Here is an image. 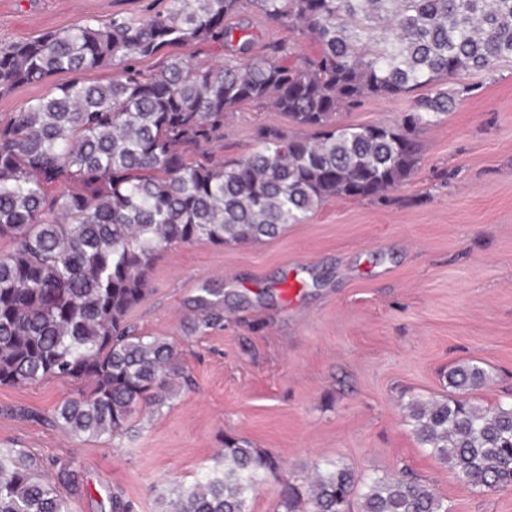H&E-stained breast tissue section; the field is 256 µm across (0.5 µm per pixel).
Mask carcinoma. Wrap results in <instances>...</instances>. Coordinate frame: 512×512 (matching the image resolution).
<instances>
[{
    "mask_svg": "<svg viewBox=\"0 0 512 512\" xmlns=\"http://www.w3.org/2000/svg\"><path fill=\"white\" fill-rule=\"evenodd\" d=\"M245 13L318 45L282 62L253 51ZM211 44L208 65L175 56L145 75L129 63ZM512 60V0H170L141 17L116 14L0 48V93L53 84L0 121V385H81L49 421L73 439L121 440L178 392L175 345L129 322L169 248L246 244L278 235L334 199L379 198L416 169L420 133L453 105L441 88L462 71ZM112 69L103 80L85 75ZM429 89L399 122L336 119L366 97ZM271 102L303 134L256 129L261 149L216 161L226 116ZM192 329L222 319L224 292L204 289ZM487 371L451 368V394L413 398L405 420L421 447L475 489L512 486V404L470 394ZM280 462L234 437L224 470L160 495L159 512H248ZM449 512L420 479L360 477L325 459L307 482H283L278 512ZM0 512H70L42 463L0 450Z\"/></svg>",
    "mask_w": 512,
    "mask_h": 512,
    "instance_id": "carcinoma-1",
    "label": "carcinoma"
}]
</instances>
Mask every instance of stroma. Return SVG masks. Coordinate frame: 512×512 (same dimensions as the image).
<instances>
[{"mask_svg":"<svg viewBox=\"0 0 512 512\" xmlns=\"http://www.w3.org/2000/svg\"><path fill=\"white\" fill-rule=\"evenodd\" d=\"M168 5L0 0V44ZM445 87L452 109L422 133L416 170L385 199H335L272 238L163 254L130 320L177 345L188 383L133 436L65 435L46 416L78 387L52 379L0 385V449L42 459L72 512H110L113 495L156 512L160 493L223 469L228 435L279 458L295 481L337 459L364 476L414 473L450 512H512V487L465 486L405 422L407 403L442 394L464 362L490 376L476 402L512 400V61ZM413 100L368 98L339 119L393 123ZM261 125L293 130L271 106H243L216 158L258 151ZM205 286L223 289L224 319L193 331Z\"/></svg>","mask_w":512,"mask_h":512,"instance_id":"35a3bbf8","label":"stroma"}]
</instances>
